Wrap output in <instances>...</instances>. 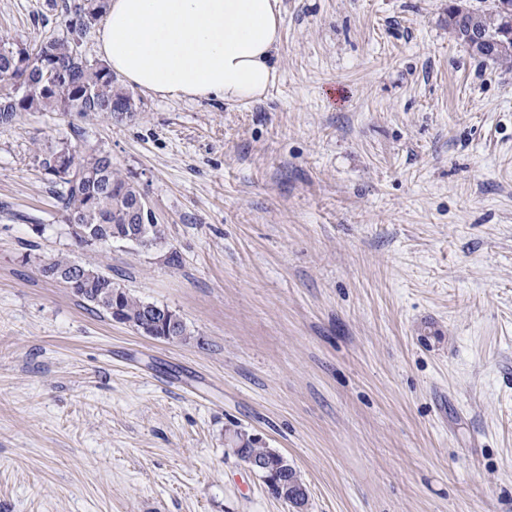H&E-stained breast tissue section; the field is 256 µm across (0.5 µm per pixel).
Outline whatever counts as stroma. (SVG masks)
<instances>
[{"mask_svg":"<svg viewBox=\"0 0 512 512\" xmlns=\"http://www.w3.org/2000/svg\"><path fill=\"white\" fill-rule=\"evenodd\" d=\"M77 2L0 0V38L66 36ZM281 7L263 99L0 127V512H293L237 429L308 512H512V70L448 0ZM62 142L111 154L162 244L76 242ZM60 256L191 339L90 311L42 275ZM230 442L231 444L234 443V446L241 448V451L247 456L256 457L246 458L238 448H233L234 453L247 464L252 472L257 474L266 472L268 469L267 462L269 463L270 470L267 472V477L270 480H277V484H273L277 498L290 504V502L294 501L296 492L302 487L305 488L297 470L288 459L271 448L261 446V442L258 439L253 438L246 432L236 430L231 435ZM283 477L288 478V490L280 485Z\"/></svg>","mask_w":512,"mask_h":512,"instance_id":"obj_1","label":"stroma"}]
</instances>
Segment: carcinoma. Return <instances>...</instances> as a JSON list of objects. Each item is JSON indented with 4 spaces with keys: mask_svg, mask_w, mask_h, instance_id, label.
Segmentation results:
<instances>
[{
    "mask_svg": "<svg viewBox=\"0 0 512 512\" xmlns=\"http://www.w3.org/2000/svg\"><path fill=\"white\" fill-rule=\"evenodd\" d=\"M504 1L512 3V0H491L487 7L476 10L477 27L486 39L479 47L470 43L469 20L455 16L451 4L448 31L472 55L512 65V40L506 47L499 45L505 26L512 27V15L504 16L500 8ZM105 10V0H84L76 8L75 19L70 21L69 36L48 39L31 51L14 47L7 39L0 40L1 128L11 126L21 112H78L110 120L119 112L136 110L133 93L118 83L109 67L88 60L79 50L77 36ZM46 63L58 66L64 74L51 88L45 78ZM23 76L30 88L28 94L20 97L15 94L14 85ZM41 164L46 171L58 165L68 172V178L54 177L51 183L65 215L80 219L72 230L79 243L89 245L94 239L104 245L112 239L124 240L139 233V225L130 219V212L141 191L112 165L110 153L90 146L73 148L64 142L50 151ZM74 265L70 259L59 257L48 263V269L52 278L67 284L92 309L103 311L113 320L154 339L183 342L191 335L181 319L172 325L160 316L146 319L147 303L114 287L112 277L94 266H82L79 277L69 281ZM230 442L247 456L266 460L270 465L267 472L270 479L287 478L288 487L275 484V496L286 503L294 501V495L304 484L286 457L261 446L259 440L243 431H234Z\"/></svg>",
    "mask_w": 512,
    "mask_h": 512,
    "instance_id": "obj_1",
    "label": "carcinoma"
}]
</instances>
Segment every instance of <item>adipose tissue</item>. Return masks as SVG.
Masks as SVG:
<instances>
[{"instance_id": "obj_1", "label": "adipose tissue", "mask_w": 512, "mask_h": 512, "mask_svg": "<svg viewBox=\"0 0 512 512\" xmlns=\"http://www.w3.org/2000/svg\"><path fill=\"white\" fill-rule=\"evenodd\" d=\"M282 29L280 0H110L97 47L142 90L241 103L275 82Z\"/></svg>"}]
</instances>
